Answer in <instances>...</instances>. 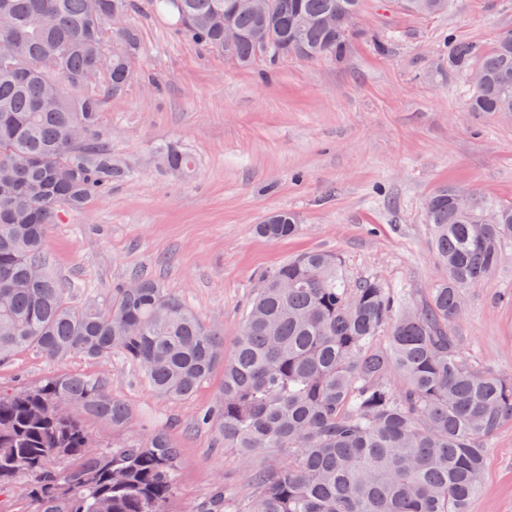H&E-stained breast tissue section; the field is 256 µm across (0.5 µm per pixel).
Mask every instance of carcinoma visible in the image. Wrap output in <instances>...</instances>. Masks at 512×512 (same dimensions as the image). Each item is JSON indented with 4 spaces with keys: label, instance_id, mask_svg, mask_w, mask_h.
<instances>
[{
    "label": "carcinoma",
    "instance_id": "carcinoma-1",
    "mask_svg": "<svg viewBox=\"0 0 512 512\" xmlns=\"http://www.w3.org/2000/svg\"><path fill=\"white\" fill-rule=\"evenodd\" d=\"M153 2L220 54L230 23L241 34L230 61L241 69L342 56L364 5L286 0L272 13L237 0ZM402 4L432 15L448 0ZM134 9V0H0V361L23 350L50 361L120 356L171 400L224 366L202 424L243 462H265L249 469L244 491L214 482L193 512H466L482 486L485 441L512 420V379L466 357L454 326L466 292L512 242L511 205L453 185L430 196L443 276L418 305L375 280L349 285L332 255L288 259L261 276L228 356L223 329L150 277L76 306L49 271L61 214L136 175L100 126L141 55ZM448 68L481 75L470 111L512 112L511 30L488 50L452 45ZM153 161L175 176L195 170L177 142L157 146ZM257 231L282 240L299 224L281 211ZM132 419L104 379L79 372L0 388V512H172L181 457L167 430L111 444L88 426Z\"/></svg>",
    "mask_w": 512,
    "mask_h": 512
}]
</instances>
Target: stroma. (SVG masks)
Segmentation results:
<instances>
[{
    "label": "stroma",
    "mask_w": 512,
    "mask_h": 512,
    "mask_svg": "<svg viewBox=\"0 0 512 512\" xmlns=\"http://www.w3.org/2000/svg\"><path fill=\"white\" fill-rule=\"evenodd\" d=\"M135 4L144 54L100 124L138 176L63 214L48 243L50 269L71 283L75 303L146 275L177 290L204 323L222 325L229 347L259 276L289 257L332 253L348 282L373 278L418 304L442 274L424 212L431 193L452 183L512 204V116L469 111L472 83L448 68L450 41L487 49L512 29V0H448L435 16L365 0L343 58L249 70L186 38L151 0ZM169 138L197 159L192 178L151 164L153 145ZM279 211L297 216L299 235L259 236L256 225ZM458 334L477 362L512 377V243L486 284L468 291ZM74 370L106 379L134 412L128 426L104 429L108 441L168 425L183 460L177 512L216 480L245 488L237 451L195 425L223 369L173 401L130 361L50 362L25 350L0 362V386ZM486 448L483 491L469 512H512V421Z\"/></svg>",
    "instance_id": "obj_1"
}]
</instances>
